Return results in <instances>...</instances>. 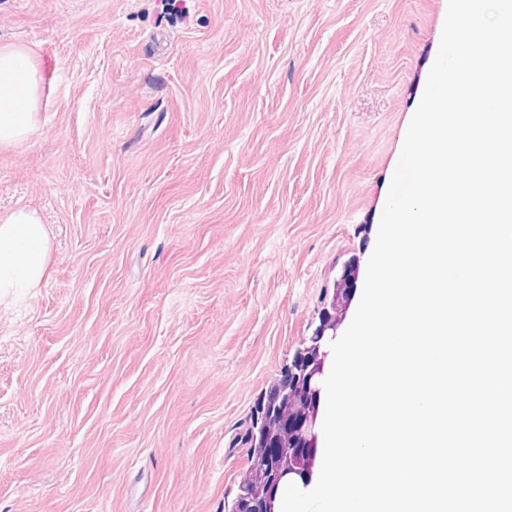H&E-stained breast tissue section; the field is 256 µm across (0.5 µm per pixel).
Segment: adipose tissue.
I'll use <instances>...</instances> for the list:
<instances>
[{
	"instance_id": "adipose-tissue-1",
	"label": "adipose tissue",
	"mask_w": 512,
	"mask_h": 512,
	"mask_svg": "<svg viewBox=\"0 0 512 512\" xmlns=\"http://www.w3.org/2000/svg\"><path fill=\"white\" fill-rule=\"evenodd\" d=\"M40 72L33 49L0 45V148L24 146L38 123ZM51 238L42 214L19 206L0 213V304L7 305L43 283Z\"/></svg>"
}]
</instances>
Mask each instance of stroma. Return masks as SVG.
I'll use <instances>...</instances> for the list:
<instances>
[{"instance_id": "obj_1", "label": "stroma", "mask_w": 512, "mask_h": 512, "mask_svg": "<svg viewBox=\"0 0 512 512\" xmlns=\"http://www.w3.org/2000/svg\"><path fill=\"white\" fill-rule=\"evenodd\" d=\"M0 0L44 77L0 211V512H224L230 441L368 261L447 0ZM50 252L48 226L37 209L18 206L0 213V304L40 288Z\"/></svg>"}]
</instances>
